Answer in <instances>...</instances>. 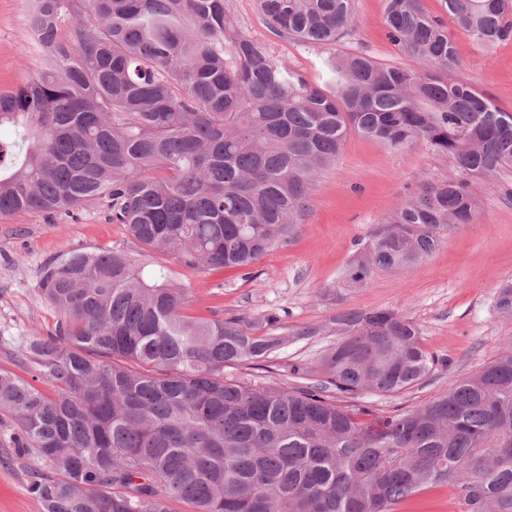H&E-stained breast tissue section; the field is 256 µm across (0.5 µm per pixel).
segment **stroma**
I'll list each match as a JSON object with an SVG mask.
<instances>
[{
  "instance_id": "35a3bbf8",
  "label": "stroma",
  "mask_w": 512,
  "mask_h": 512,
  "mask_svg": "<svg viewBox=\"0 0 512 512\" xmlns=\"http://www.w3.org/2000/svg\"><path fill=\"white\" fill-rule=\"evenodd\" d=\"M241 30L285 59L308 81H323L321 49L300 45L273 31L255 0H224ZM385 0H357L356 20L340 50L374 61L418 69L387 36ZM29 0H0V91L11 90L45 67L30 21ZM461 68L473 88L512 114V38L484 46L450 26ZM448 157L417 142L390 151L351 135L334 165L319 175L309 207L294 231L255 266L189 269L171 255L144 249L123 225L109 223L103 202L52 215L0 217V370L32 379L31 365L16 350L29 337L49 336L58 316L39 293L44 262L71 251L120 249L136 260L161 264L191 290L186 315L237 320L255 335L273 332L286 345L260 365L230 370V377L255 385L293 386L291 366L315 367L343 333L349 313L386 310L409 318L438 365L431 374L395 395L361 393L359 402L381 413L401 412L445 392L448 381L471 374L512 346V313L498 296L512 285V168L493 178H475L471 190L476 223L449 228L426 261L378 271L362 288L348 286L347 267L381 218L428 185L452 176ZM8 423L0 424V512H42L27 490L29 474L42 463L19 455Z\"/></svg>"
}]
</instances>
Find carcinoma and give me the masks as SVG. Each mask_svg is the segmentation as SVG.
<instances>
[{"mask_svg": "<svg viewBox=\"0 0 512 512\" xmlns=\"http://www.w3.org/2000/svg\"><path fill=\"white\" fill-rule=\"evenodd\" d=\"M483 45L512 37V0H442ZM280 35L328 49L307 81L242 33L224 0H35L48 68L0 93V216L103 201L144 248L189 269L248 268L307 206L349 136L389 150L424 140L455 177L384 218L348 282L416 265L472 224L469 178L512 167V114L457 73L444 21L386 0L388 37L426 66L337 50L356 0H257ZM39 290L55 335L18 350L48 396L0 371V421L40 458L43 512H398L444 486L464 512H512V347L405 412L349 409L329 393H400L434 357L391 311L344 318L316 385L261 387L225 369L279 351L273 333L183 314L190 288L121 250L48 261Z\"/></svg>", "mask_w": 512, "mask_h": 512, "instance_id": "obj_1", "label": "carcinoma"}]
</instances>
